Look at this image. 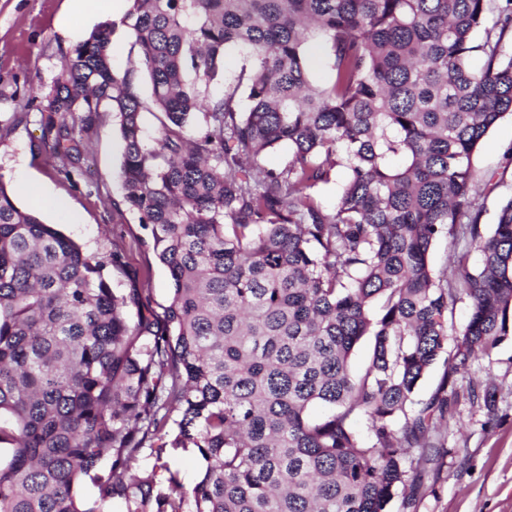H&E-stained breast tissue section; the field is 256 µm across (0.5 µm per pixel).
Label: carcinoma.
<instances>
[{
    "label": "carcinoma",
    "mask_w": 512,
    "mask_h": 512,
    "mask_svg": "<svg viewBox=\"0 0 512 512\" xmlns=\"http://www.w3.org/2000/svg\"><path fill=\"white\" fill-rule=\"evenodd\" d=\"M124 23L160 136L145 141L103 22L64 56L42 137L77 159L75 132L119 114L112 207L139 215L173 295L159 312L136 278L111 287L119 252H84L0 181V512H389L423 484L415 458L453 416L455 374L512 332V195L484 233L471 166L512 115V0H132ZM314 39L332 54L323 87ZM229 45L250 69L209 98ZM281 143L288 163L265 169ZM341 170L328 208L318 189ZM445 234L482 256L472 270L462 254L455 283L428 261ZM460 295L471 316L450 350ZM315 403L329 415L309 419ZM165 448L205 464L190 504ZM308 57L310 82L314 86L327 84L332 78L331 52L321 41L316 40L308 44L306 48Z\"/></svg>",
    "instance_id": "1"
}]
</instances>
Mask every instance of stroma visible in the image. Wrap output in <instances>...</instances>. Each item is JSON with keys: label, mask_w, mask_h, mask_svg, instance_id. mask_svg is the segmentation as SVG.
I'll return each mask as SVG.
<instances>
[{"label": "stroma", "mask_w": 512, "mask_h": 512, "mask_svg": "<svg viewBox=\"0 0 512 512\" xmlns=\"http://www.w3.org/2000/svg\"><path fill=\"white\" fill-rule=\"evenodd\" d=\"M66 6L67 0H0V181L13 187L20 172L51 196L65 199L75 222L57 223L43 207L44 222L58 224L87 253L119 251L121 265L109 269L113 287H128L130 277L138 276L158 309L172 296L169 272L142 246L138 214L112 206L122 193L124 152L116 114L85 136L79 159L54 155L42 139V109L72 46L58 27ZM111 39L114 72H133L142 97H150L133 32L119 24ZM471 164L479 179L482 222L489 230L502 198L512 194L511 115L489 130ZM472 384L493 388L494 408L469 398ZM456 389L454 415L439 423L430 438L435 453L420 463L427 473L424 487L409 503L394 499L391 512H512V335L471 359L458 373Z\"/></svg>", "instance_id": "obj_1"}]
</instances>
